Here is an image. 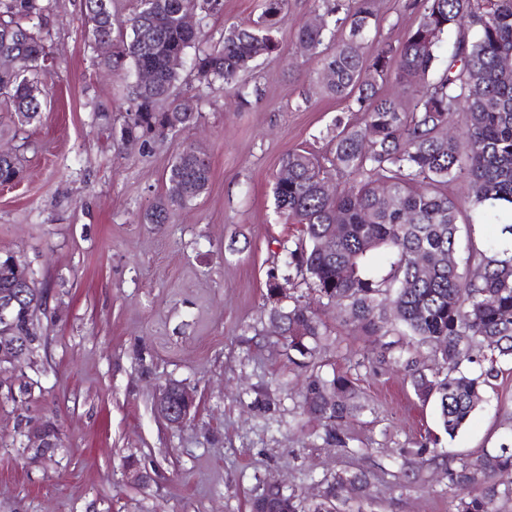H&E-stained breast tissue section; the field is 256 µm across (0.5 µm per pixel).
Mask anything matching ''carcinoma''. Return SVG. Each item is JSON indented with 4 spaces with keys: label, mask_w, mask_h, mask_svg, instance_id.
<instances>
[{
    "label": "carcinoma",
    "mask_w": 512,
    "mask_h": 512,
    "mask_svg": "<svg viewBox=\"0 0 512 512\" xmlns=\"http://www.w3.org/2000/svg\"><path fill=\"white\" fill-rule=\"evenodd\" d=\"M184 0H139L129 19V37L113 47L101 64L115 71L130 62L134 72L148 70L153 81L132 84L121 138L141 139L168 126L185 129L199 113L183 109L177 94L183 65L194 50L192 70L208 88L235 86L240 74L258 58L279 48L276 19L285 0H264L261 16L249 24L224 27L216 45L201 47L205 17L221 9L222 0H202L199 27L182 22ZM50 0H0V96L14 108L20 125L40 121L43 93L27 74L3 69V57L24 47L46 58L40 22ZM85 23L94 42L112 41V0H82ZM421 22L403 38L381 34L371 0H334L325 12L332 25L302 24L297 44L322 63V92L359 112L362 122H336L330 166L348 176L326 195L328 170L305 150L283 157L273 178L274 205L301 226L288 241V275L270 276L267 299L284 285H306L315 305L293 299L279 318L288 350L304 358L309 369L300 404L322 427L329 446L349 447L348 424L367 408L355 382L346 374L325 377L316 362L331 331L321 309L344 308L358 331L378 348L359 364L373 371L392 365L408 373L414 395L433 403L444 432L453 439L470 415L486 401L488 388L512 362V223L501 225L494 240H477L475 227L512 211V80H503L500 63L512 58V0H422ZM455 39L445 64L438 63L442 36ZM392 82L403 93L390 97L382 86ZM466 117L464 140L445 135L455 117ZM16 157L0 155V184L18 178ZM211 168L205 154L188 147L165 174V194L143 214L148 224H167L175 212L195 201L208 187ZM466 183L455 200L445 187ZM474 216L465 224L467 256L457 257L461 208ZM333 248L322 249L326 238ZM394 254L389 271L376 277L366 270L379 248ZM0 257V292L18 284L12 262ZM24 312L17 335L27 351L39 337L31 328L41 305L35 281L26 285ZM394 306L402 330L392 328L387 308ZM425 345L440 368H421L416 345ZM439 462L453 490V512H508L512 505V443L484 449L472 459ZM373 474L364 469L338 472L320 483L319 501L308 512H340L339 505L369 495ZM300 494L272 500L269 512H298Z\"/></svg>",
    "instance_id": "obj_1"
}]
</instances>
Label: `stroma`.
Listing matches in <instances>:
<instances>
[{"label": "stroma", "mask_w": 512, "mask_h": 512, "mask_svg": "<svg viewBox=\"0 0 512 512\" xmlns=\"http://www.w3.org/2000/svg\"><path fill=\"white\" fill-rule=\"evenodd\" d=\"M81 2L53 0L44 21L40 122L16 129L0 105V148L20 165L19 178L0 185V253L32 270L45 298L33 317L39 344L0 370V512H249L271 482L298 491L306 512L321 480L360 468L375 474L371 496L344 512H451L431 458L503 442L512 363L451 439L403 372L358 366L369 339L329 307L334 338L321 358L350 372L372 405L350 426L364 445L356 452L323 444L318 423L299 413L301 372L269 324L268 277L285 274L281 244L300 233L275 209L272 176L290 151L328 156L337 122L359 118L321 93L320 63L296 44L318 14L313 0H286L278 51L243 77L247 105L235 90L193 84L183 97L201 114L197 126L146 148L120 140L126 83L99 69ZM407 3L374 0L381 32L417 26L421 13ZM261 12L262 0H223L209 41ZM190 145L209 159L207 191L172 223H143ZM170 382L196 394L181 428L154 412L156 390ZM45 424L56 450L34 463L28 436ZM419 442L427 448L414 483L400 452ZM132 464L151 473L148 485L131 480Z\"/></svg>", "instance_id": "35a3bbf8"}]
</instances>
